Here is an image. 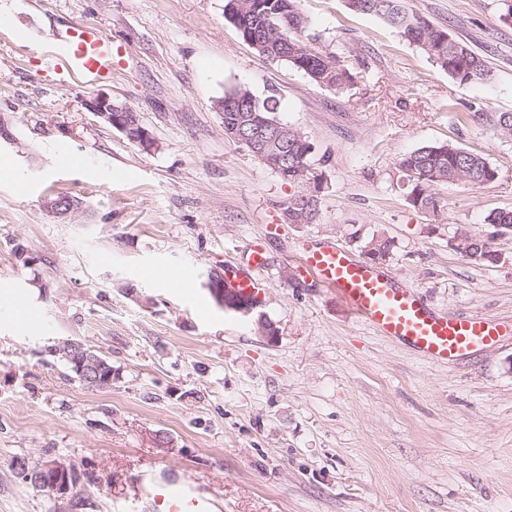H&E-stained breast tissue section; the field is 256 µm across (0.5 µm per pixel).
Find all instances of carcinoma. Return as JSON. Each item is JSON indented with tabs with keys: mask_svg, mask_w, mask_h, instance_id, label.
I'll return each instance as SVG.
<instances>
[{
	"mask_svg": "<svg viewBox=\"0 0 512 512\" xmlns=\"http://www.w3.org/2000/svg\"><path fill=\"white\" fill-rule=\"evenodd\" d=\"M348 7L358 13L373 14L398 30L410 42L420 47L432 61L451 78L463 84L484 83L491 71L481 55L452 37L448 31L434 26L429 20L408 10L404 0H348ZM250 16H240L233 0H226L225 19L235 25L243 41L260 36L268 41L265 56L286 62L303 71L314 83L342 91L354 83L353 74L339 61L320 52L307 51L302 39L307 19L299 11L297 0H250ZM282 160L274 172L285 182L300 187L284 207L290 224H312L318 218L319 197L310 186L312 180H324L323 171L312 162L313 145L300 129L288 126V141L280 143ZM398 167L407 184V201L415 209L439 213L441 205L434 187L441 183L463 181L471 185L495 180L496 171L479 154L450 144L423 145L402 156ZM356 245L366 250L372 261H384L392 242L384 237L365 236ZM468 257L476 263H495L499 254L487 238L472 237L467 246ZM48 353L61 362L81 385L98 390L100 386L81 372L71 358L74 350L55 343Z\"/></svg>",
	"mask_w": 512,
	"mask_h": 512,
	"instance_id": "carcinoma-1",
	"label": "carcinoma"
}]
</instances>
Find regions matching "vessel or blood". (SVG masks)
Masks as SVG:
<instances>
[{
  "mask_svg": "<svg viewBox=\"0 0 512 512\" xmlns=\"http://www.w3.org/2000/svg\"><path fill=\"white\" fill-rule=\"evenodd\" d=\"M113 53L111 37L99 26L76 24L56 37L49 66L55 72L92 81L106 79L112 75ZM264 263L263 251L253 250L248 269L233 275L232 285L243 297H258L259 284L251 270ZM298 272L335 289L355 316L382 335L437 361H460L512 340V321L438 314L418 293L400 286L389 271L374 263H357L333 244L306 250ZM213 507L200 487L184 479H166L154 483L149 491H136L117 512H213Z\"/></svg>",
  "mask_w": 512,
  "mask_h": 512,
  "instance_id": "b4317fda",
  "label": "vessel or blood"
}]
</instances>
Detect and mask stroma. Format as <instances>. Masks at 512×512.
Wrapping results in <instances>:
<instances>
[{
    "mask_svg": "<svg viewBox=\"0 0 512 512\" xmlns=\"http://www.w3.org/2000/svg\"><path fill=\"white\" fill-rule=\"evenodd\" d=\"M225 0H0V512H112L140 475L190 478L223 512H512V343L432 363L349 314L300 277L304 250L330 242L356 260L354 231L392 242L384 263L442 313L512 319V231L500 259H464L456 226L493 235L512 210V25L499 0H406L487 61L462 84L381 20L346 0H300L316 51L355 77L344 93L257 53L224 18ZM102 27L124 53L98 83L48 70L54 33ZM236 86L275 97L325 175L319 215L289 224L283 182L224 136L215 103ZM137 112L143 149L85 108L98 93ZM449 143L497 172L480 186H436L440 215L414 209L398 169ZM83 154L87 169L60 165ZM81 202L68 217L46 197ZM264 266L259 313L224 311L212 273ZM34 310L19 323L11 303ZM74 339L112 363L91 390L50 357ZM73 465L80 480L46 495L16 460Z\"/></svg>",
    "mask_w": 512,
    "mask_h": 512,
    "instance_id": "stroma-1",
    "label": "stroma"
}]
</instances>
